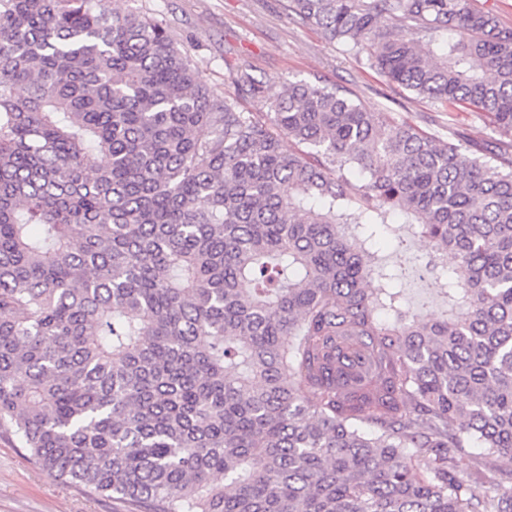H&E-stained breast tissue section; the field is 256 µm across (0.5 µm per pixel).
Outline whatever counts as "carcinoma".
I'll return each instance as SVG.
<instances>
[{"label":"carcinoma","mask_w":512,"mask_h":512,"mask_svg":"<svg viewBox=\"0 0 512 512\" xmlns=\"http://www.w3.org/2000/svg\"><path fill=\"white\" fill-rule=\"evenodd\" d=\"M287 2L499 139L302 80L245 112L262 81L210 98L137 7L0 0V433L134 512H512V28ZM395 215L453 259L422 265L450 314L372 259ZM417 272L403 269L402 288L405 289L408 305L412 312L422 318L438 317L448 309V303L431 281L419 278Z\"/></svg>","instance_id":"cac0c4a2"}]
</instances>
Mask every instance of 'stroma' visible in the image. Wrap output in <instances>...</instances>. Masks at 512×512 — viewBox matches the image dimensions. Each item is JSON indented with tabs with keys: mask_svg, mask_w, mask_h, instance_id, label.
Instances as JSON below:
<instances>
[{
	"mask_svg": "<svg viewBox=\"0 0 512 512\" xmlns=\"http://www.w3.org/2000/svg\"><path fill=\"white\" fill-rule=\"evenodd\" d=\"M285 4L286 0H136L137 7L166 24L211 98L234 93L240 71L264 82L267 100L280 96L288 83L319 79L343 85L369 111L392 113L424 131L444 137L455 131L477 144L494 139L492 127L476 116L443 111L388 83L315 29L290 19ZM266 102L246 98L241 106L247 112H263ZM402 283L412 312L429 319L447 310L443 296L416 271L406 270ZM128 510L119 500L48 476L15 437L0 434V512Z\"/></svg>",
	"mask_w": 512,
	"mask_h": 512,
	"instance_id": "35a3bbf8",
	"label": "stroma"
}]
</instances>
